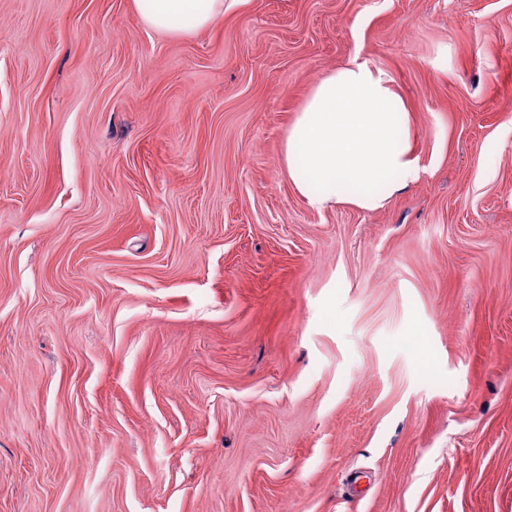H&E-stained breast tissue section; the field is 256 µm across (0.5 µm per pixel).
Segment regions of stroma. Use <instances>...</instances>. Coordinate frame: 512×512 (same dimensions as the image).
I'll use <instances>...</instances> for the list:
<instances>
[{"instance_id": "1", "label": "stroma", "mask_w": 512, "mask_h": 512, "mask_svg": "<svg viewBox=\"0 0 512 512\" xmlns=\"http://www.w3.org/2000/svg\"><path fill=\"white\" fill-rule=\"evenodd\" d=\"M355 54L425 171L317 211ZM0 512H512V0H0ZM144 23L168 33H191L208 27L243 0H134ZM228 3V4H227Z\"/></svg>"}]
</instances>
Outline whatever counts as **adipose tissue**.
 I'll return each instance as SVG.
<instances>
[{
    "instance_id": "obj_1",
    "label": "adipose tissue",
    "mask_w": 512,
    "mask_h": 512,
    "mask_svg": "<svg viewBox=\"0 0 512 512\" xmlns=\"http://www.w3.org/2000/svg\"><path fill=\"white\" fill-rule=\"evenodd\" d=\"M134 2L148 27L191 33L241 0ZM280 167L316 210L343 205L376 211L415 185L423 168L410 111L392 76L356 56L320 76L286 131Z\"/></svg>"
}]
</instances>
